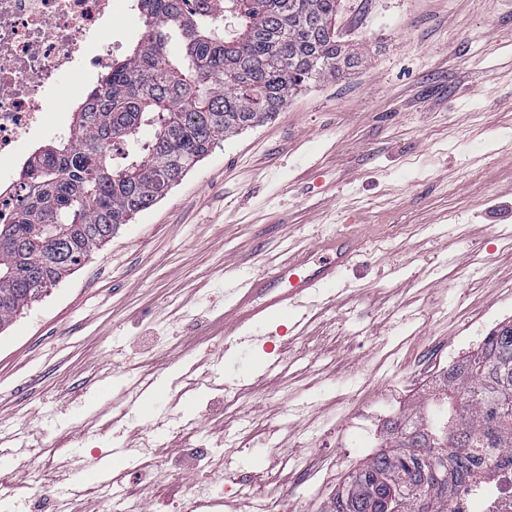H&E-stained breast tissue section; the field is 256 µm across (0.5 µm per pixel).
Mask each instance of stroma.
Returning a JSON list of instances; mask_svg holds the SVG:
<instances>
[{"instance_id": "35a3bbf8", "label": "stroma", "mask_w": 512, "mask_h": 512, "mask_svg": "<svg viewBox=\"0 0 512 512\" xmlns=\"http://www.w3.org/2000/svg\"><path fill=\"white\" fill-rule=\"evenodd\" d=\"M336 27L354 67L220 140L0 333V433L42 451L0 457L7 512L47 473L139 490L154 457L166 489L139 491L178 512L201 477L188 441L213 469L232 454L243 483L219 497L325 512L386 423L512 321V0H342ZM322 232L361 242L333 302L269 313L241 346L201 335L240 278ZM162 414L187 429L161 434Z\"/></svg>"}]
</instances>
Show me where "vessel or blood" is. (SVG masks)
Segmentation results:
<instances>
[{"label":"vessel or blood","instance_id":"vessel-or-blood-1","mask_svg":"<svg viewBox=\"0 0 512 512\" xmlns=\"http://www.w3.org/2000/svg\"><path fill=\"white\" fill-rule=\"evenodd\" d=\"M355 236L333 234L310 249L294 252L279 265L246 277L234 289L221 316L224 336L236 335L246 323H260L265 309L311 308L326 299L357 252Z\"/></svg>","mask_w":512,"mask_h":512}]
</instances>
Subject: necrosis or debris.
<instances>
[{"label": "necrosis or debris", "mask_w": 512, "mask_h": 512, "mask_svg": "<svg viewBox=\"0 0 512 512\" xmlns=\"http://www.w3.org/2000/svg\"><path fill=\"white\" fill-rule=\"evenodd\" d=\"M117 11L133 13L132 0H0V156L20 158L39 137L61 74L108 62L115 46L100 36ZM451 496L453 512H512V463Z\"/></svg>", "instance_id": "4bbe7bcc"}]
</instances>
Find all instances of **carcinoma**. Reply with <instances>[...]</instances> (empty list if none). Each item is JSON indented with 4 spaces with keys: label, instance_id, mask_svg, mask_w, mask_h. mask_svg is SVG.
Here are the masks:
<instances>
[{
    "label": "carcinoma",
    "instance_id": "carcinoma-1",
    "mask_svg": "<svg viewBox=\"0 0 512 512\" xmlns=\"http://www.w3.org/2000/svg\"><path fill=\"white\" fill-rule=\"evenodd\" d=\"M135 0L148 30L108 65L74 113L76 136L39 149L0 223V333L123 224L163 199L214 148L339 75L354 58L336 30L341 0ZM234 28L224 27L228 9ZM143 125L154 138L136 140ZM128 145L120 160L113 151ZM512 322L435 379L414 412L347 477L327 512H451L448 474L470 479L512 456Z\"/></svg>",
    "mask_w": 512,
    "mask_h": 512
}]
</instances>
